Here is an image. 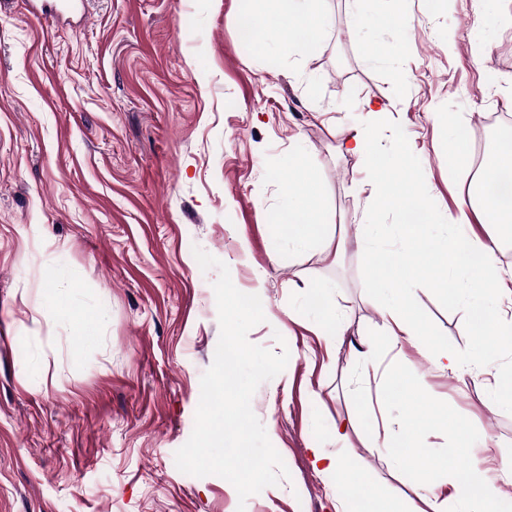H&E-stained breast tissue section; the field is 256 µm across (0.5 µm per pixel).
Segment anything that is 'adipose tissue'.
Wrapping results in <instances>:
<instances>
[{
    "mask_svg": "<svg viewBox=\"0 0 512 512\" xmlns=\"http://www.w3.org/2000/svg\"><path fill=\"white\" fill-rule=\"evenodd\" d=\"M329 21V0H259V12L253 22L257 28L277 33L286 43L301 41L319 45ZM315 159L300 156L296 172L306 187L301 206L288 210V229L303 243H313L322 227L323 211L318 197L314 169ZM369 200H387L402 210L424 213L419 224L401 223L400 238L407 244L404 252H376L369 240L358 243L369 258L368 283L374 289H387L384 322L390 340H427L428 334L411 312L416 291L428 286L430 274L447 276L456 271L462 276V287L450 289L455 300L463 301L466 311L474 315L478 331L492 333L493 320L503 296H512V283L498 273V237L490 241L465 236L442 240L431 234L434 222L428 201L414 180L371 178L368 182ZM441 360L449 370L474 367L490 388V400L498 406L512 407V392H504V382L512 383V372L505 373L490 366L475 355L460 356L441 352ZM449 478L455 485L463 512H512V463L501 464L497 478L473 465L453 469Z\"/></svg>",
    "mask_w": 512,
    "mask_h": 512,
    "instance_id": "obj_1",
    "label": "adipose tissue"
}]
</instances>
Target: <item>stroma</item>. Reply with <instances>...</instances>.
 <instances>
[{
	"label": "stroma",
	"mask_w": 512,
	"mask_h": 512,
	"mask_svg": "<svg viewBox=\"0 0 512 512\" xmlns=\"http://www.w3.org/2000/svg\"><path fill=\"white\" fill-rule=\"evenodd\" d=\"M254 5L86 0L55 19L0 0V512H348L323 455L361 491L428 512L421 486L444 465L512 459V408L437 364L478 341L448 280L412 304L434 350L388 342L358 242L371 221L401 248L399 215L367 204L370 155L339 147L353 129L385 157L404 144L433 212H456L472 162L449 159V124L512 118V0H330L318 49L242 39ZM397 11L400 31L372 22ZM304 153L324 210L306 248L285 222ZM197 247L259 295L249 341L290 353L251 400L289 475L244 502L175 465L220 336L218 271ZM398 370L408 388L389 402ZM413 409L424 456L401 469L390 452Z\"/></svg>",
	"instance_id": "1"
}]
</instances>
